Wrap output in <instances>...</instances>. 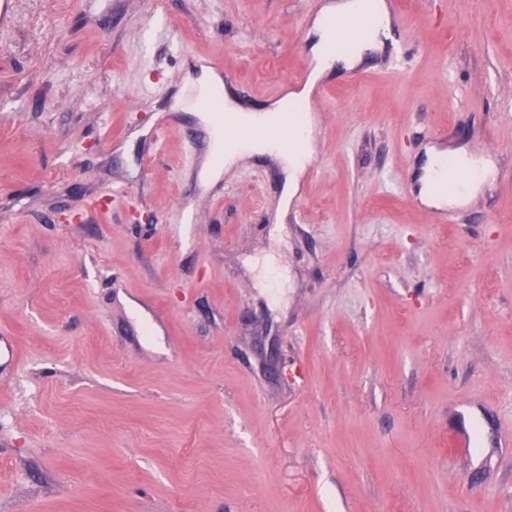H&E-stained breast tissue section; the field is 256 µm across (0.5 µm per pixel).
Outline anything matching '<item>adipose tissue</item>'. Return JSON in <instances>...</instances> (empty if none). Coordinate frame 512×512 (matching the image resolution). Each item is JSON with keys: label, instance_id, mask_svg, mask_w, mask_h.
<instances>
[{"label": "adipose tissue", "instance_id": "1", "mask_svg": "<svg viewBox=\"0 0 512 512\" xmlns=\"http://www.w3.org/2000/svg\"><path fill=\"white\" fill-rule=\"evenodd\" d=\"M376 17L382 25H389L390 17L384 0H331L313 22L311 34L314 42L311 46L313 68L311 81H318L330 74L335 64H344L352 68L360 64L365 51L376 50L379 40L362 41L347 52L337 51L330 23L337 18L358 14ZM307 90L290 91L278 101L261 110L242 108L232 94H225L218 111L224 114L221 135L216 136L215 144L205 162L202 175L207 179H219L222 173L231 168L245 155L267 154L273 156L287 174L285 198H292L299 175L305 170L308 155L304 150L315 136L312 117H299L302 102L307 98ZM438 149H429V164L423 168L419 179L420 196L429 206L443 209L454 206L473 197L481 183L491 179L493 168L485 158L470 154L465 149L454 152L456 158L477 171V176L465 185L464 191L444 189L436 179L433 157Z\"/></svg>", "mask_w": 512, "mask_h": 512}]
</instances>
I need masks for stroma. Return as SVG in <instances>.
I'll list each match as a JSON object with an SVG mask.
<instances>
[{
  "label": "stroma",
  "instance_id": "1",
  "mask_svg": "<svg viewBox=\"0 0 512 512\" xmlns=\"http://www.w3.org/2000/svg\"><path fill=\"white\" fill-rule=\"evenodd\" d=\"M325 2L15 0L0 512H512V0H401L399 44L311 91L288 209L272 157L199 177L188 68L263 108ZM459 145L494 178L423 204ZM463 400L504 442L479 476ZM427 154L428 160L423 167V174L419 179L420 196L423 202L437 209L454 206L470 199L477 193L480 185L491 179L494 175L493 168L489 161L483 157L470 154L464 148H459L454 151L455 157L464 161L466 165L476 169L478 174L476 178L466 183L463 192H458L455 188L462 186L467 181L469 174L467 172L459 173L455 165H450L456 169V173L449 183L454 189L447 190L438 183L436 179V169L433 166L434 158L438 155L445 154V151L431 148ZM451 436L454 442L455 455L468 457L476 447V431L463 422L453 427Z\"/></svg>",
  "mask_w": 512,
  "mask_h": 512
}]
</instances>
